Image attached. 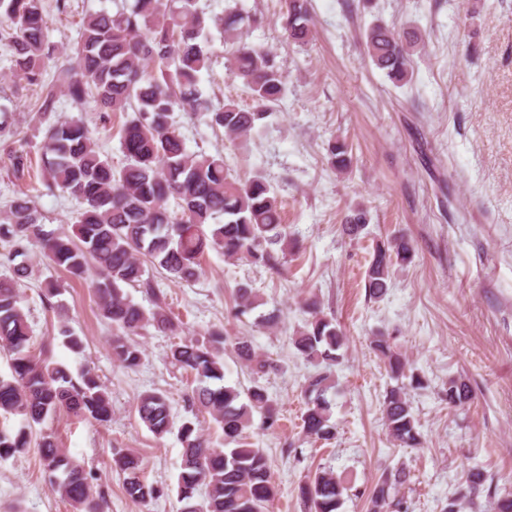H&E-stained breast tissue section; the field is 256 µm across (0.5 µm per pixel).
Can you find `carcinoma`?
<instances>
[{
	"instance_id": "carcinoma-1",
	"label": "carcinoma",
	"mask_w": 512,
	"mask_h": 512,
	"mask_svg": "<svg viewBox=\"0 0 512 512\" xmlns=\"http://www.w3.org/2000/svg\"><path fill=\"white\" fill-rule=\"evenodd\" d=\"M307 2L285 0L282 28L291 42L308 41ZM115 5L111 13L102 11L84 19L73 63L59 66L58 91L76 104L92 99L106 112L127 114L119 130L126 162L120 168L112 166L80 119L50 125L40 148L43 177L48 189H58L78 202L73 232L59 235L46 230L38 208L17 194L0 210V240L10 245L8 261L25 258L38 248L75 279L83 278L89 264H94L97 307L116 330L112 356L132 369L141 360L140 346L133 340L139 330L149 324L173 336L180 330V323L166 311L165 296L146 276L144 260L176 279L193 282L200 276V258L208 249L224 253L227 259L267 265L272 260L270 246L285 251L291 244L280 201L264 176L256 173L242 180L230 173L223 154L189 151L175 128L173 113L205 115L209 126L224 130L229 140L247 138L265 127L273 105L286 96L288 84L272 52L244 41L245 31L260 20L242 7L209 21L199 0H115ZM211 23L223 31L233 73L250 92L251 108L232 100L216 107L203 94L202 77L211 70L212 60L201 42L207 40ZM421 41L419 34H400L380 22L370 24L365 32L368 57L399 84L407 81L411 57ZM0 42L11 52L15 76L30 86L42 85L46 62L53 57L43 0H0ZM58 91L46 90L32 120L46 119ZM12 125L8 113L0 110V149L20 180L31 158L27 141ZM328 163L339 173L348 172L349 145L339 140L329 144ZM366 223L361 208L345 217V229L351 234ZM413 257V245L404 237L376 242L365 278L369 299L381 300L392 265L409 263ZM14 272L15 277L0 279V349L9 364V374L0 375V416L16 417L20 425L0 428V460L25 454L36 444L52 492L73 512H102L105 492L94 487L92 476L60 448L55 436L42 434L35 443L33 432L62 411L78 420L109 422V393L92 370H83L76 380L67 367L33 353L17 288V279L28 276L29 265L23 261ZM125 285L150 295L155 308L148 313L134 303L123 292ZM259 306L252 289L237 290V314H249ZM310 315L292 342L304 359L325 370L308 381L303 431L316 441H329L336 426L331 422L332 384L326 368L339 363L337 351L346 336L339 324L317 310ZM60 335L70 351H83L82 338L67 326L60 327ZM223 340L220 333L211 332L205 341L184 339L170 349L171 362L191 372L196 383L186 397L188 407L211 416L224 444L215 447L199 420L182 422L177 433L182 445L177 498L184 512H268L276 489L263 449L248 442V429L256 413L264 429L277 427L279 413L258 383L244 392L224 384ZM233 346L256 372L270 367L257 359L251 341L237 337ZM370 347L399 381L383 400L388 435L401 448H417L421 434L408 390L425 387L426 379L415 372L406 374L407 360L392 337L376 335ZM406 375L410 381L405 384L400 378ZM442 396L452 409H462L473 400L462 377L448 379ZM137 412L155 436L171 432L173 418L162 394L144 393ZM114 463L124 474L130 498L147 502L164 495L163 488L145 481L135 453L119 451ZM408 480L409 472L402 465L381 477L369 495L370 512H408V501L400 495ZM349 482L347 476L319 468L307 476L301 498L309 512H338ZM483 494L493 501L495 512H512V482L501 484L474 466L466 472L459 496L473 502Z\"/></svg>"
}]
</instances>
